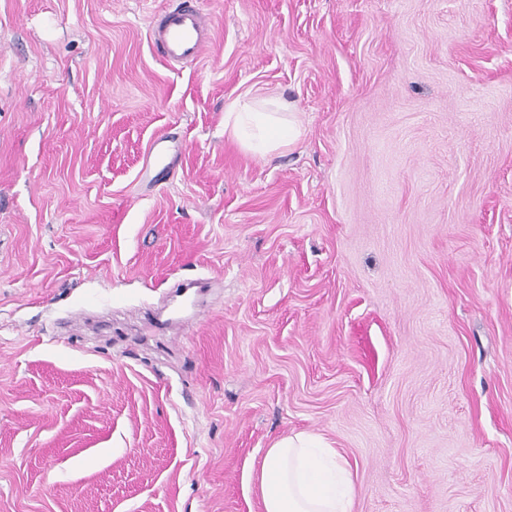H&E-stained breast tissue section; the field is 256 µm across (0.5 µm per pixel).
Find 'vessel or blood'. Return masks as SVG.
<instances>
[{
	"mask_svg": "<svg viewBox=\"0 0 512 512\" xmlns=\"http://www.w3.org/2000/svg\"><path fill=\"white\" fill-rule=\"evenodd\" d=\"M207 20L194 5L171 9L158 16L151 26L150 40L168 64L196 61L205 48Z\"/></svg>",
	"mask_w": 512,
	"mask_h": 512,
	"instance_id": "vessel-or-blood-1",
	"label": "vessel or blood"
}]
</instances>
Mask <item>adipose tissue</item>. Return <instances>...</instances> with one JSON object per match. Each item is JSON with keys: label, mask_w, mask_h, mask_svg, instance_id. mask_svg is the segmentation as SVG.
Listing matches in <instances>:
<instances>
[{"label": "adipose tissue", "mask_w": 512, "mask_h": 512, "mask_svg": "<svg viewBox=\"0 0 512 512\" xmlns=\"http://www.w3.org/2000/svg\"><path fill=\"white\" fill-rule=\"evenodd\" d=\"M224 129L245 149L264 155L300 134L288 102H234ZM264 512H352V480L341 456L318 438L299 434L268 448L256 479Z\"/></svg>", "instance_id": "obj_1"}]
</instances>
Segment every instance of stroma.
Wrapping results in <instances>:
<instances>
[{"mask_svg":"<svg viewBox=\"0 0 512 512\" xmlns=\"http://www.w3.org/2000/svg\"><path fill=\"white\" fill-rule=\"evenodd\" d=\"M177 2L0 0V512H264L298 433L352 512H512V0H193L173 68ZM168 10L152 22L150 40L168 64L194 62L203 53L207 31L206 17L188 1ZM288 102L279 99L235 101L224 113V132L245 149L266 155L300 135Z\"/></svg>","mask_w":512,"mask_h":512,"instance_id":"1","label":"stroma"}]
</instances>
